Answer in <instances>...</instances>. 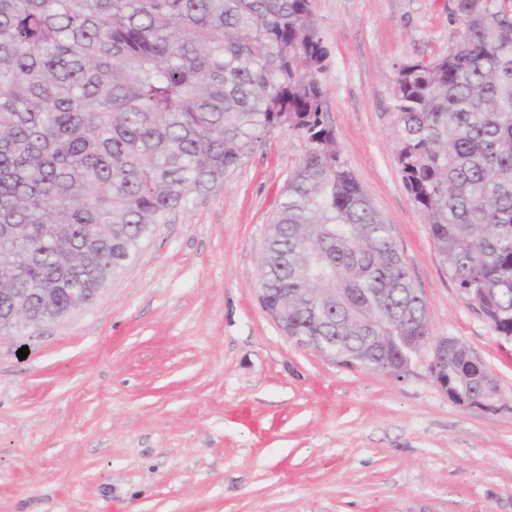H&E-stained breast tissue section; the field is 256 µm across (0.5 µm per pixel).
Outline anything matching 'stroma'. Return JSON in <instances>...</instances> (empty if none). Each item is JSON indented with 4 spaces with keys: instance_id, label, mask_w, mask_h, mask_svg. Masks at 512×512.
<instances>
[{
    "instance_id": "stroma-1",
    "label": "stroma",
    "mask_w": 512,
    "mask_h": 512,
    "mask_svg": "<svg viewBox=\"0 0 512 512\" xmlns=\"http://www.w3.org/2000/svg\"><path fill=\"white\" fill-rule=\"evenodd\" d=\"M446 2L314 0L325 119L431 335L483 361L503 409L456 405L425 353L401 380L341 367L264 310L267 226L308 149L275 129L94 304L0 334V512H512V340L456 285L396 157L394 70L447 52Z\"/></svg>"
}]
</instances>
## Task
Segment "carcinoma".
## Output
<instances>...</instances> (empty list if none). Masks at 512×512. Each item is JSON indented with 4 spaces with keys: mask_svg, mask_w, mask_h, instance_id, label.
Masks as SVG:
<instances>
[{
    "mask_svg": "<svg viewBox=\"0 0 512 512\" xmlns=\"http://www.w3.org/2000/svg\"><path fill=\"white\" fill-rule=\"evenodd\" d=\"M448 52L396 65L397 163L458 288L512 336V0H448ZM312 0H0V318L105 284L262 135L308 143L258 274L288 336L393 373L426 302L325 120ZM467 399L496 380L448 351Z\"/></svg>",
    "mask_w": 512,
    "mask_h": 512,
    "instance_id": "carcinoma-1",
    "label": "carcinoma"
}]
</instances>
